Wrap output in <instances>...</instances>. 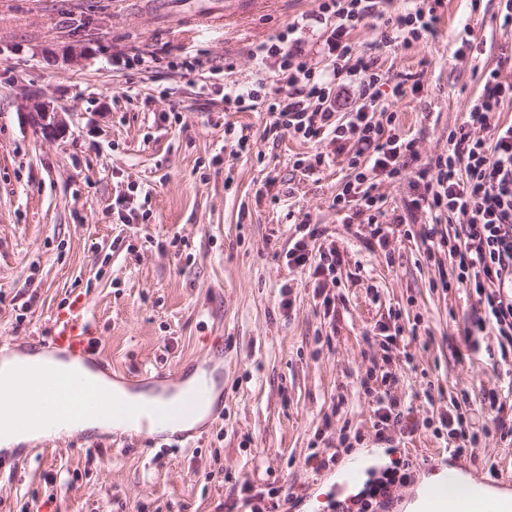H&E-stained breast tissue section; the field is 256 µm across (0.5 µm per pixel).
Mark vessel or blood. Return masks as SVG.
Instances as JSON below:
<instances>
[{
  "instance_id": "1",
  "label": "vessel or blood",
  "mask_w": 512,
  "mask_h": 512,
  "mask_svg": "<svg viewBox=\"0 0 512 512\" xmlns=\"http://www.w3.org/2000/svg\"><path fill=\"white\" fill-rule=\"evenodd\" d=\"M91 334V323L82 307H75L70 316L57 320L50 347L63 350L65 358L73 364L72 369L46 370L39 378L18 384L14 393L0 395V423L26 425L42 420L56 424L89 411L104 417L120 415L121 405L107 401L115 383L131 391L144 389L154 395L150 410L157 426H167L171 421L215 407L212 381L223 372L220 360L206 362L203 377L190 386L185 385L176 370L146 372L133 380H118L110 376L100 355L88 345ZM88 371L106 377V384L90 389L84 377ZM419 512H512V508L494 497L451 495L444 488L427 493Z\"/></svg>"
}]
</instances>
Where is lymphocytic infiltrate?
Listing matches in <instances>:
<instances>
[{
    "mask_svg": "<svg viewBox=\"0 0 512 512\" xmlns=\"http://www.w3.org/2000/svg\"><path fill=\"white\" fill-rule=\"evenodd\" d=\"M382 2L319 0L311 21L331 23L324 45L329 63L324 68L314 67L305 52L302 34L308 23L303 21H294L286 33L253 49L256 58L277 64L285 85L284 95L268 106L270 127L309 142L351 147L350 163L358 172L333 200L344 222L366 216L370 238L384 248L391 239L415 236L425 246L427 261L449 254L452 265L440 273L441 288L465 287L477 299L459 331L467 355L493 351L501 362L512 363V123L492 120L493 112L512 100V81L501 79L498 69L484 71L482 92L468 101L462 123L449 131L447 150L420 163L414 173L410 212L450 213L459 216V223L404 228L402 217L388 213L375 189L377 181L399 177L407 162L417 161V142L396 133L395 113L380 102L385 76L376 57L361 52L351 34L360 27L379 28L385 46L435 36L443 0H421L396 16L383 11ZM320 234L318 225H305L288 251L291 265L311 267L319 292L342 264L337 248L312 254L309 243ZM490 336L495 339L491 345L486 342ZM397 380L396 372L385 371L383 389L373 397V428L385 442L391 441L404 418L392 391ZM481 394L491 419L463 413L444 418L456 455L467 454L481 436L492 432L512 440V411L500 392L485 388Z\"/></svg>",
    "mask_w": 512,
    "mask_h": 512,
    "instance_id": "lymphocytic-infiltrate-1",
    "label": "lymphocytic infiltrate"
}]
</instances>
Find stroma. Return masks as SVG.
Returning <instances> with one entry per match:
<instances>
[{"mask_svg":"<svg viewBox=\"0 0 512 512\" xmlns=\"http://www.w3.org/2000/svg\"><path fill=\"white\" fill-rule=\"evenodd\" d=\"M230 2L0 0V353L47 344L80 299L116 373L224 364L219 416L190 444L165 447L135 432L94 444L75 432L44 448L18 445V464L0 468V512H250L246 483L281 488L275 512H290L292 498L299 512H331L344 471L372 462L377 447L387 466L412 464L391 508L404 512L426 459L453 446L439 432L443 414L477 410L482 388L512 384V371L487 355L459 359L450 337L476 299L432 287L438 270L419 241H395L389 262L367 248L365 225L343 222L333 200L355 175L350 151L269 133L263 101L225 111L226 85L263 78L275 92L273 66L250 51L318 0H271L228 19ZM503 10V0H444L437 36L409 47L376 48L368 27L353 33L377 57L382 99L398 131L415 137L420 162L446 150L482 90L480 68L512 80ZM465 25L473 53L460 59ZM83 46L85 58L70 62L68 49ZM134 55L138 64L118 65ZM407 74L419 76L420 91L394 96ZM33 100L60 112L61 136L27 123ZM243 135L250 149L241 153ZM319 150L326 163L307 170ZM120 197L133 223L118 216ZM305 222L323 231L314 252L343 255L324 296L308 270L288 263ZM391 334L388 354L411 361L393 392L417 427L382 443L365 390L380 386L367 372ZM344 426L362 434L347 448L337 445ZM315 445L338 448L337 463L306 466ZM456 462L482 483L491 469L512 473V446L493 433Z\"/></svg>","mask_w":512,"mask_h":512,"instance_id":"35a3bbf8","label":"stroma"}]
</instances>
